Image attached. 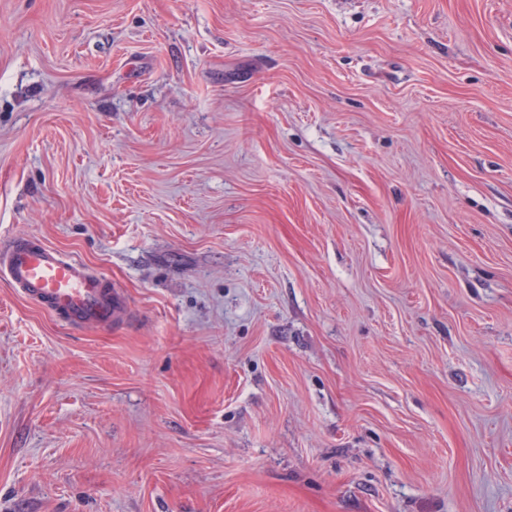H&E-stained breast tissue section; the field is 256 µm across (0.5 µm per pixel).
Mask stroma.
<instances>
[{"label":"stroma","mask_w":512,"mask_h":512,"mask_svg":"<svg viewBox=\"0 0 512 512\" xmlns=\"http://www.w3.org/2000/svg\"><path fill=\"white\" fill-rule=\"evenodd\" d=\"M0 512H512V0H0ZM0 266L24 296L71 324L108 325L127 314L117 288L41 241L11 244L2 251Z\"/></svg>","instance_id":"1"}]
</instances>
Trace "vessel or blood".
I'll return each instance as SVG.
<instances>
[{
    "instance_id": "obj_1",
    "label": "vessel or blood",
    "mask_w": 512,
    "mask_h": 512,
    "mask_svg": "<svg viewBox=\"0 0 512 512\" xmlns=\"http://www.w3.org/2000/svg\"><path fill=\"white\" fill-rule=\"evenodd\" d=\"M0 268L24 296L69 323L108 325L127 314V302L117 288L43 242L11 244L0 252Z\"/></svg>"
}]
</instances>
